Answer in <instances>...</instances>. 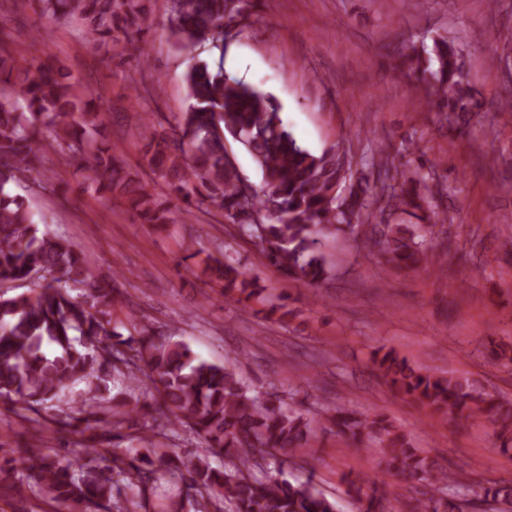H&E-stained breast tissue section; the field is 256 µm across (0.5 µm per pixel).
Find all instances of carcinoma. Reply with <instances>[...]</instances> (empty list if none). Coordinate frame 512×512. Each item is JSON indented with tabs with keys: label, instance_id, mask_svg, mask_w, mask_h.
<instances>
[{
	"label": "carcinoma",
	"instance_id": "cac0c4a2",
	"mask_svg": "<svg viewBox=\"0 0 512 512\" xmlns=\"http://www.w3.org/2000/svg\"><path fill=\"white\" fill-rule=\"evenodd\" d=\"M36 7L42 18L83 17L84 35L106 51L122 31L118 55L146 64V20L142 0H14ZM255 0H171L169 31L181 49L216 50L219 60L197 59L186 74L187 110L172 134L161 131L142 149L149 178L127 173L120 149L96 137L100 113L87 89L66 82L46 65H20L0 52V400L36 413L69 388L85 383L76 409L57 420L63 433L76 419L112 447L86 449L90 462L59 466L44 451V436L17 471L0 465V489L9 479L25 480L53 512H145L158 484L178 488L181 512H209L222 501L235 512H336L335 501L314 482V473L296 484L277 475L286 458L313 432L304 414L287 409L275 394L259 396L226 365L203 361L183 342L154 334L134 318L117 331L113 309L121 292L117 281L91 275L80 248L71 240L40 231L29 200L10 191L28 180L43 161L45 147L60 156V168L84 170V190L110 201L125 200L146 224H170L171 209L161 199L173 195L185 212L216 210L224 221L253 239L279 273L311 287L322 286L329 270L320 251L323 239L350 234L378 250L395 269H413L427 260L432 224H406L442 193L418 192L431 181L423 165H388L389 147L379 146L354 168L353 157L338 147L313 153L284 123L281 105L270 93L228 76L224 50L230 33L248 26ZM401 65L418 73L424 94L418 106L461 130L477 107L462 54L442 35L432 46L400 52ZM232 137L261 171L257 188L229 160ZM224 281V296L238 303L261 296L263 288L226 257L212 267ZM30 283L32 288L15 292ZM75 287L84 289L72 296ZM127 376L155 400L152 423L142 427L173 438L193 434L206 443L204 454L176 457L173 448H124L141 441L133 429L112 430L140 417L133 397L104 398V362ZM373 361L394 392L439 416L478 419L512 433V400L477 389L468 378L439 377L410 366L388 350ZM336 434L376 441L387 468L437 492L465 500L474 484L463 472L437 470L411 447L407 437L378 414L327 407ZM224 455V469L209 456ZM359 512H384L378 487L354 488Z\"/></svg>",
	"mask_w": 512,
	"mask_h": 512
}]
</instances>
